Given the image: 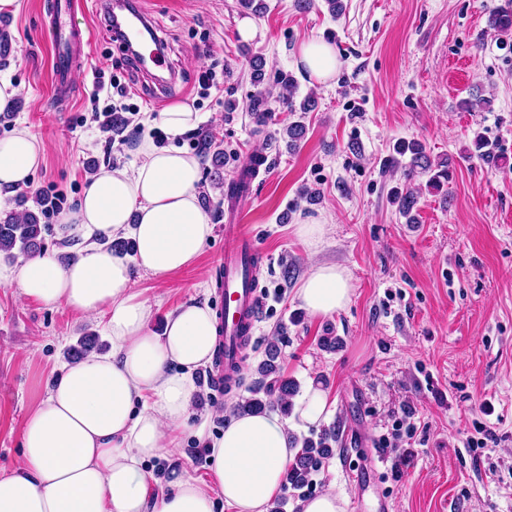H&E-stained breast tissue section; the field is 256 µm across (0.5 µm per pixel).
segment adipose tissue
I'll return each mask as SVG.
<instances>
[{
  "mask_svg": "<svg viewBox=\"0 0 512 512\" xmlns=\"http://www.w3.org/2000/svg\"><path fill=\"white\" fill-rule=\"evenodd\" d=\"M299 59L322 85L342 66L334 47L314 37L302 40ZM196 120L187 104L167 107L159 123L170 145L143 143L133 169L103 167L92 176L60 227L74 242L67 259L34 254L0 266V283L24 298L104 316L112 346L66 366L28 411L20 462L0 471V512H215L220 500L232 512H270L295 455L290 427L320 422L327 398L318 385L291 415L232 416L209 446L213 484L174 469L166 491H150L144 464L178 453L201 392L196 373L211 363L218 338L214 312L196 301L152 332L150 305L130 290L133 269L166 277L192 265L212 236L199 199L200 161L174 144ZM44 154L29 128L0 139V192L27 186ZM120 237L135 242L132 258L112 252ZM353 291L345 268L322 264L303 279L298 298L310 315L327 317Z\"/></svg>",
  "mask_w": 512,
  "mask_h": 512,
  "instance_id": "1",
  "label": "adipose tissue"
}]
</instances>
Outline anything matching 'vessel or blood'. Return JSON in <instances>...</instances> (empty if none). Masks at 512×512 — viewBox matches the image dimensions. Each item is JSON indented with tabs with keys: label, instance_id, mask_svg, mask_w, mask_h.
<instances>
[{
	"label": "vessel or blood",
	"instance_id": "obj_1",
	"mask_svg": "<svg viewBox=\"0 0 512 512\" xmlns=\"http://www.w3.org/2000/svg\"><path fill=\"white\" fill-rule=\"evenodd\" d=\"M79 0H54L46 28L53 47V97L61 99L73 92L71 71L81 64L83 33L74 22ZM150 29L141 8H128L117 19L113 31L132 43L152 64H161L158 50L145 39ZM261 253L245 225L224 227L223 339L216 354V369L225 382L235 381L244 368V351L260 317V295L255 286Z\"/></svg>",
	"mask_w": 512,
	"mask_h": 512
}]
</instances>
